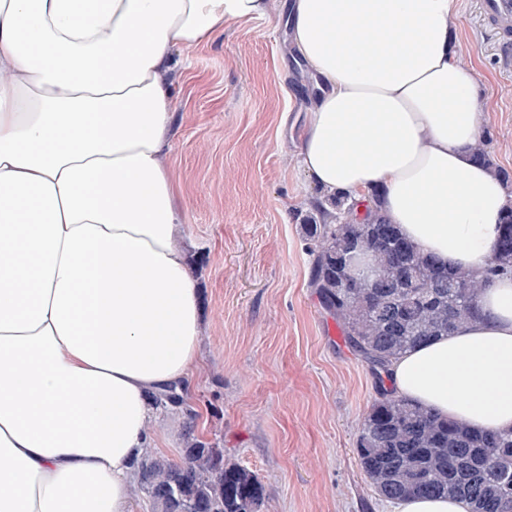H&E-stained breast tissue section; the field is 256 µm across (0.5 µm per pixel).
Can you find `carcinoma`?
Listing matches in <instances>:
<instances>
[{
	"label": "carcinoma",
	"instance_id": "carcinoma-1",
	"mask_svg": "<svg viewBox=\"0 0 512 512\" xmlns=\"http://www.w3.org/2000/svg\"><path fill=\"white\" fill-rule=\"evenodd\" d=\"M476 161L509 179L487 145ZM310 283L336 319L344 341L367 364L378 397L355 441L374 493L387 501L457 496L471 512L512 510V431L474 432L433 410L392 396L391 360L480 317L479 297L496 275L512 272V212L504 218L486 273L446 267L403 237L381 216L357 221L353 205L333 195L305 215ZM358 242L369 248L374 274L355 279L344 258ZM159 407H183L178 387L153 395ZM184 461L145 450L133 463L137 488L153 512H260L266 488L243 466L224 459L217 440L187 426Z\"/></svg>",
	"mask_w": 512,
	"mask_h": 512
}]
</instances>
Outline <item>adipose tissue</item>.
Returning a JSON list of instances; mask_svg holds the SVG:
<instances>
[{
	"label": "adipose tissue",
	"mask_w": 512,
	"mask_h": 512,
	"mask_svg": "<svg viewBox=\"0 0 512 512\" xmlns=\"http://www.w3.org/2000/svg\"><path fill=\"white\" fill-rule=\"evenodd\" d=\"M261 0H0V512H131L149 395L193 376L200 304L161 71ZM457 0H295L291 39L323 92L300 165L441 263L483 271L512 185L475 163L483 92ZM480 320L394 361V395L512 429V275Z\"/></svg>",
	"instance_id": "obj_1"
}]
</instances>
